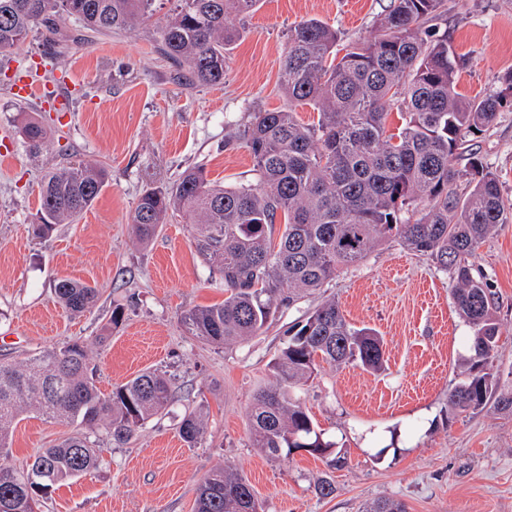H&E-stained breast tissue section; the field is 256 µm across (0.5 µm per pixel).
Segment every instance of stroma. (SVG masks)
<instances>
[{"mask_svg": "<svg viewBox=\"0 0 512 512\" xmlns=\"http://www.w3.org/2000/svg\"><path fill=\"white\" fill-rule=\"evenodd\" d=\"M176 4L155 0L152 17L130 32L66 20L55 42L35 29L0 53V362L79 338L101 393L148 368L166 372L172 389L165 412L128 444L101 440L98 470L55 487L41 512H194L198 485L222 466L251 485L263 512H360L379 498L402 501L408 512H512V413L448 409L473 336L455 308L449 273L392 240L282 308L264 333L224 348L190 338L179 323L182 311L224 299L223 280L194 251L189 218L162 225L147 243L134 230L142 192L175 182L186 168L203 166L209 180L225 185L255 182L243 135L257 111L288 105L279 73L289 29L316 19L338 30L343 43L364 41L376 34L389 0H261L235 21L242 37L219 85L188 84L187 66L163 55L157 31ZM438 27L463 61L459 92L504 88L512 74V0H448ZM62 75L71 79L68 111L15 94L17 79L54 89ZM31 117L48 132L37 152L21 133ZM475 142L512 203V103ZM81 161L108 173L93 206L77 223L36 238L31 224L43 173ZM472 262L495 293L493 371L499 393L512 395V223L499 225ZM61 279L95 285L94 310L75 316L65 309L54 294ZM326 298L355 327L378 332L385 368L320 364L297 394L334 441L332 452L268 457L250 445L255 392L275 383L271 361L288 326ZM117 306L122 323L97 343ZM189 411L205 423L194 448L178 435ZM65 432L26 415L5 465L24 466ZM322 481L332 483L331 496L317 494Z\"/></svg>", "mask_w": 512, "mask_h": 512, "instance_id": "35a3bbf8", "label": "stroma"}]
</instances>
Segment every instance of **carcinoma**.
Listing matches in <instances>:
<instances>
[{
	"mask_svg": "<svg viewBox=\"0 0 512 512\" xmlns=\"http://www.w3.org/2000/svg\"><path fill=\"white\" fill-rule=\"evenodd\" d=\"M0 0V52L41 27L48 40L58 22L72 19L93 31L131 30L151 17L153 0ZM259 0H178L173 17L159 29L164 54L188 66L192 82L224 81L225 53L240 37L233 18L255 11ZM446 13L445 0H390L374 38L340 44L339 32L318 20L288 31L280 88L288 108L258 111L245 132L255 183H210L204 169L187 170L170 185L150 188L138 199L133 224L138 238L152 239L177 215L192 220V245L224 279V302L184 311L187 335L230 346L268 327L279 310L359 265L395 239L451 273L453 297L474 327L467 380L448 395L455 413L484 408L495 400L512 412V396H495L489 372L499 336L494 293L469 258L500 224L512 221L499 181L477 158L470 136L497 118L505 91L468 98L456 91L462 67L433 21ZM317 111L304 126L297 108ZM402 114L397 132L387 128L389 111ZM22 134L33 150L47 143L46 130L29 120ZM456 158L466 159L478 179L465 196L452 186ZM105 170L79 163L48 171L40 182L34 234L48 236L57 224H74L99 195ZM284 227L273 244L276 220ZM74 314L91 310L97 288L69 279L54 289ZM273 359L274 385L262 387L250 411L252 447L270 458L304 449L324 455L333 444L295 395L316 370L360 364L379 371L381 340L352 326L336 299L325 300L288 327ZM90 349L73 339L19 363L0 362V456L8 453L14 424L35 412L71 431L44 449L26 468L0 465V512H39L56 483L98 469L103 449L90 434L100 431L116 445L131 439L171 401L165 374L146 370L100 393ZM203 419L185 416L181 439L194 448ZM195 512H262L252 487L220 468L199 486ZM361 512H407L395 500H375Z\"/></svg>",
	"mask_w": 512,
	"mask_h": 512,
	"instance_id": "carcinoma-1",
	"label": "carcinoma"
}]
</instances>
